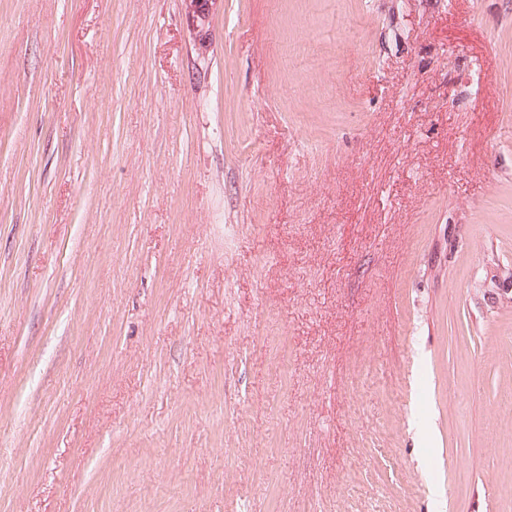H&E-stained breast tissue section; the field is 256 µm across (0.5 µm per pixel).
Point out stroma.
<instances>
[{
  "label": "stroma",
  "instance_id": "35a3bbf8",
  "mask_svg": "<svg viewBox=\"0 0 512 512\" xmlns=\"http://www.w3.org/2000/svg\"><path fill=\"white\" fill-rule=\"evenodd\" d=\"M209 30L0 0V512H512V0Z\"/></svg>",
  "mask_w": 512,
  "mask_h": 512
}]
</instances>
